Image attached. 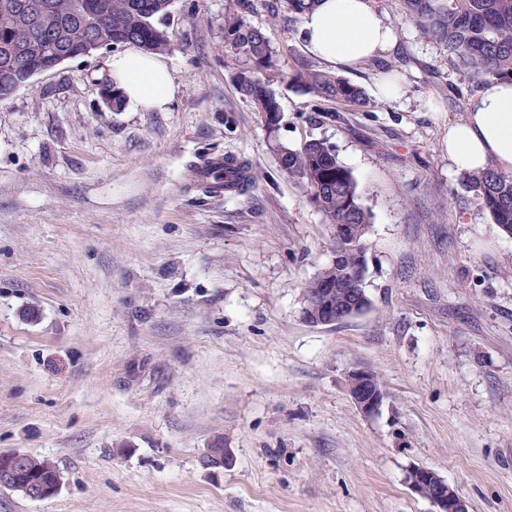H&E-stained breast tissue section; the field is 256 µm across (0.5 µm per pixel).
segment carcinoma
I'll return each mask as SVG.
<instances>
[{
    "mask_svg": "<svg viewBox=\"0 0 512 512\" xmlns=\"http://www.w3.org/2000/svg\"><path fill=\"white\" fill-rule=\"evenodd\" d=\"M25 2L35 9L46 7L42 22L54 29L57 41L42 43L36 49L25 42L14 44L11 53L0 51V80L15 67H37L42 56L58 51L80 54L86 27L96 28L113 45L136 44L144 52L155 54L167 49L168 41L156 26L168 11L170 0H0V45L15 39L27 24L26 13L12 7ZM320 0H285L288 11L300 17L318 5ZM406 18L420 35L443 45L454 56L463 76L472 83L490 79L512 81V0H401ZM241 12L224 17V44L245 54L251 67L234 76L238 93L253 103L265 117L269 133L280 130L281 122L272 121L271 113L280 112L276 94L261 77L276 65V51L265 34L252 27L245 13L253 7L251 0H240ZM300 79L319 96L355 107L368 104L364 91L348 80L332 76L304 65ZM279 166L288 177L300 180L309 191V200L325 218L328 226L351 224L349 244L366 248L365 235L370 212L361 202V192L352 172L343 166L334 147L322 140H311L299 149L284 148ZM469 187L481 198L494 223L512 236V173L494 168L466 177ZM246 190L251 184L249 167L234 156L224 157L221 173L203 171L198 186L214 193L225 184ZM368 266L354 250L320 271L312 282H334L354 278L365 287ZM60 471L45 458L30 455L24 467L17 470L8 489L28 496L34 486L52 489L57 486Z\"/></svg>",
    "mask_w": 512,
    "mask_h": 512,
    "instance_id": "cac0c4a2",
    "label": "carcinoma"
}]
</instances>
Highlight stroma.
Here are the masks:
<instances>
[{
  "mask_svg": "<svg viewBox=\"0 0 512 512\" xmlns=\"http://www.w3.org/2000/svg\"><path fill=\"white\" fill-rule=\"evenodd\" d=\"M377 2L394 47L337 71L283 0H255L274 138L234 86L236 0H172L166 110L106 103L112 46L0 101V452L62 474L43 500L0 488V512H435L417 467L468 512H512V237L442 147L476 89L400 0ZM305 63L368 107L322 120L333 103L296 79ZM390 69L396 101L376 91ZM313 139L371 213L370 306L327 326L304 307L330 232L277 155ZM226 154L250 187L203 194L193 167ZM356 368L383 385L374 415L350 396ZM217 447L223 468H204ZM408 479L415 492L430 499L436 512H467L459 494L430 469L415 468L409 473Z\"/></svg>",
  "mask_w": 512,
  "mask_h": 512,
  "instance_id": "stroma-1",
  "label": "stroma"
}]
</instances>
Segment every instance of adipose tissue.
Instances as JSON below:
<instances>
[{
  "label": "adipose tissue",
  "mask_w": 512,
  "mask_h": 512,
  "mask_svg": "<svg viewBox=\"0 0 512 512\" xmlns=\"http://www.w3.org/2000/svg\"><path fill=\"white\" fill-rule=\"evenodd\" d=\"M307 52L330 65L352 68L379 56L395 44L375 0H321L302 18ZM112 78L132 105L163 110L172 97L173 80L156 56L139 51L114 54ZM443 147L460 172L489 168L512 172V81H486L468 111L450 123Z\"/></svg>",
  "instance_id": "adipose-tissue-1"
}]
</instances>
